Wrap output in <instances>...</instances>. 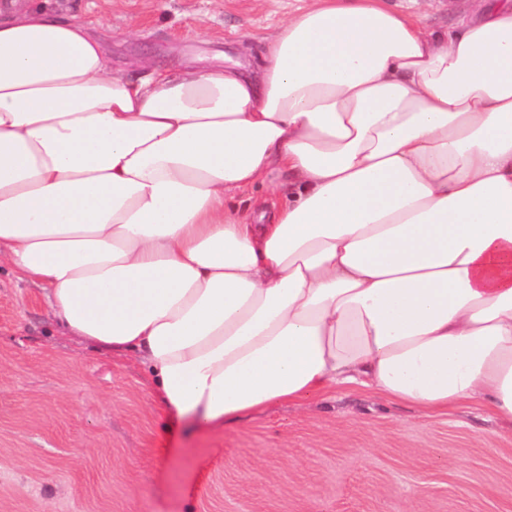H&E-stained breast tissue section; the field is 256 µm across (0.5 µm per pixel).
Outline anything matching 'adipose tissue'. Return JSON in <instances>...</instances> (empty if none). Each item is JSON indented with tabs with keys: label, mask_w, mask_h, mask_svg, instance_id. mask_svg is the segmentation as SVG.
Wrapping results in <instances>:
<instances>
[{
	"label": "adipose tissue",
	"mask_w": 512,
	"mask_h": 512,
	"mask_svg": "<svg viewBox=\"0 0 512 512\" xmlns=\"http://www.w3.org/2000/svg\"><path fill=\"white\" fill-rule=\"evenodd\" d=\"M1 266L204 429L350 384L512 427V0H310L256 65L139 80L0 9ZM424 19L426 26L432 29L450 28L458 19L474 11L478 3L473 0H433Z\"/></svg>",
	"instance_id": "1"
}]
</instances>
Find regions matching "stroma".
<instances>
[{
    "mask_svg": "<svg viewBox=\"0 0 512 512\" xmlns=\"http://www.w3.org/2000/svg\"><path fill=\"white\" fill-rule=\"evenodd\" d=\"M305 0H51L93 22L117 72L253 61ZM0 512H512V429L355 386L276 403L221 430L166 411L132 357L54 320L41 288L0 271Z\"/></svg>",
    "mask_w": 512,
    "mask_h": 512,
    "instance_id": "1",
    "label": "stroma"
}]
</instances>
